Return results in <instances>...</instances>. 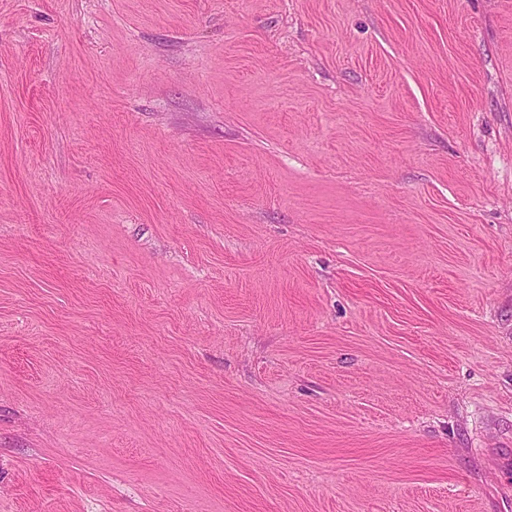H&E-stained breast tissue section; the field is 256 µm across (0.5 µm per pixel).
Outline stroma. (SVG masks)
I'll return each mask as SVG.
<instances>
[{
    "label": "stroma",
    "mask_w": 512,
    "mask_h": 512,
    "mask_svg": "<svg viewBox=\"0 0 512 512\" xmlns=\"http://www.w3.org/2000/svg\"><path fill=\"white\" fill-rule=\"evenodd\" d=\"M0 512H512V0H0Z\"/></svg>",
    "instance_id": "1"
}]
</instances>
